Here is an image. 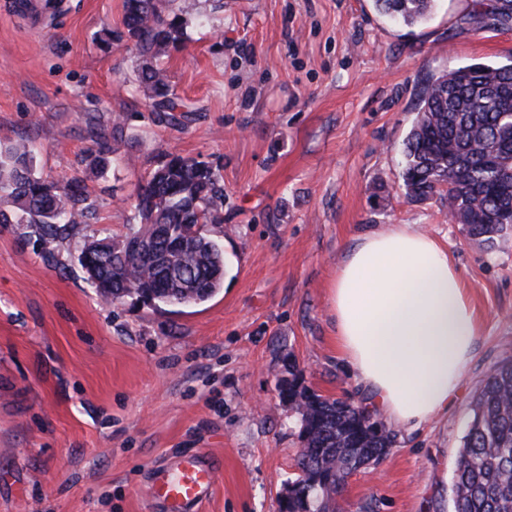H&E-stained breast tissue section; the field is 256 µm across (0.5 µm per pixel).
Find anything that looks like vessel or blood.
<instances>
[{
	"instance_id": "vessel-or-blood-1",
	"label": "vessel or blood",
	"mask_w": 512,
	"mask_h": 512,
	"mask_svg": "<svg viewBox=\"0 0 512 512\" xmlns=\"http://www.w3.org/2000/svg\"><path fill=\"white\" fill-rule=\"evenodd\" d=\"M215 476L216 469L208 456L193 452L160 477L151 496L165 502L169 512H196L207 498Z\"/></svg>"
}]
</instances>
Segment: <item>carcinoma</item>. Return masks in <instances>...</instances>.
Here are the masks:
<instances>
[{
  "label": "carcinoma",
  "mask_w": 512,
  "mask_h": 512,
  "mask_svg": "<svg viewBox=\"0 0 512 512\" xmlns=\"http://www.w3.org/2000/svg\"><path fill=\"white\" fill-rule=\"evenodd\" d=\"M124 0L123 25L141 59L137 82L155 112L179 104L159 59L188 39L187 17L208 23L200 0ZM377 10L408 27L428 20L436 0H374ZM512 148V64L466 65L425 84L417 117L404 142L402 182L414 202L448 199V210L471 240L487 250L512 227V180L505 182L490 154ZM102 141L89 162L100 170L116 161ZM26 140L0 145V224H36L54 237L61 226L81 224L87 196L69 182L34 172ZM224 183L203 161L169 154L140 178L139 219L120 238L92 240L80 263L101 297L118 304L134 296L145 304L179 307L209 300L224 282L222 246L203 233L223 223ZM132 239L153 242L142 257ZM279 397L297 414L299 474L288 481V512H336L341 485L336 473L358 464L377 465L394 435L369 422V411L348 399H327L301 384L303 371L290 365ZM452 512H512V359L498 363L477 393L461 440L451 482Z\"/></svg>",
  "instance_id": "carcinoma-1"
}]
</instances>
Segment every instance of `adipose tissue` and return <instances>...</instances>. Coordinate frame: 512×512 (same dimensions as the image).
<instances>
[{
	"instance_id": "obj_1",
	"label": "adipose tissue",
	"mask_w": 512,
	"mask_h": 512,
	"mask_svg": "<svg viewBox=\"0 0 512 512\" xmlns=\"http://www.w3.org/2000/svg\"><path fill=\"white\" fill-rule=\"evenodd\" d=\"M336 336L368 410L416 430L447 410L475 351L474 310L448 252L397 225L357 238L336 272Z\"/></svg>"
}]
</instances>
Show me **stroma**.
<instances>
[{
  "mask_svg": "<svg viewBox=\"0 0 512 512\" xmlns=\"http://www.w3.org/2000/svg\"><path fill=\"white\" fill-rule=\"evenodd\" d=\"M0 0V144L34 143L37 173L78 182L91 211L46 240L0 224V512H167L149 490L192 450L219 469L198 512H282L302 443L279 398L289 362L303 386L364 403L336 341L331 288L356 237L395 224L454 260L479 336L448 409L396 428L336 512H448L472 402L512 358V235L488 251L439 200H408L403 143L431 75L512 63V25L438 0L407 30L372 0H207L212 25L161 59L191 108L151 112L125 39L123 0H65L35 16ZM123 125H116V118ZM106 132L128 165L93 173ZM207 162L224 183L220 291L190 307L112 304L85 280V243L129 233L138 179L166 155Z\"/></svg>",
  "mask_w": 512,
  "mask_h": 512,
  "instance_id": "35a3bbf8",
  "label": "stroma"
}]
</instances>
